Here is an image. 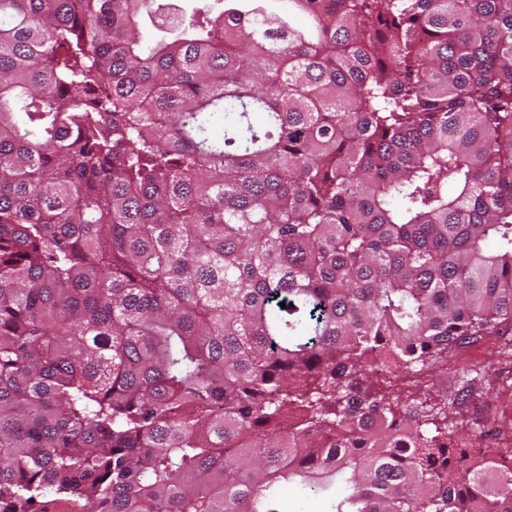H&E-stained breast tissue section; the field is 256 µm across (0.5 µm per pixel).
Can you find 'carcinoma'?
Listing matches in <instances>:
<instances>
[{
    "label": "carcinoma",
    "instance_id": "1",
    "mask_svg": "<svg viewBox=\"0 0 512 512\" xmlns=\"http://www.w3.org/2000/svg\"><path fill=\"white\" fill-rule=\"evenodd\" d=\"M191 2L0 0V512H512L368 383L512 332V0ZM279 497L284 512H326L327 499L314 492L302 489L296 483H285L279 487Z\"/></svg>",
    "mask_w": 512,
    "mask_h": 512
}]
</instances>
